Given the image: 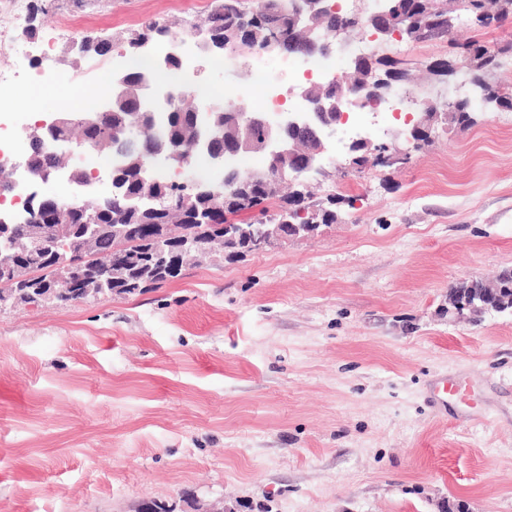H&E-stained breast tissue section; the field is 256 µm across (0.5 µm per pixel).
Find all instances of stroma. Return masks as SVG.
<instances>
[{
	"label": "stroma",
	"mask_w": 512,
	"mask_h": 512,
	"mask_svg": "<svg viewBox=\"0 0 512 512\" xmlns=\"http://www.w3.org/2000/svg\"><path fill=\"white\" fill-rule=\"evenodd\" d=\"M212 0H42L35 39L11 33L16 102L46 46L57 87L89 95L62 23L108 37ZM415 73L445 43L390 42ZM363 129L410 159L342 174L319 197L339 220L265 252L186 264L162 287L0 312V512H138L223 501L230 512H512V313H449L463 283L512 269V109L470 104L466 130L417 150L410 112Z\"/></svg>",
	"instance_id": "stroma-1"
}]
</instances>
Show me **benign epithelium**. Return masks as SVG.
<instances>
[{
	"label": "benign epithelium",
	"instance_id": "7a95c632",
	"mask_svg": "<svg viewBox=\"0 0 512 512\" xmlns=\"http://www.w3.org/2000/svg\"><path fill=\"white\" fill-rule=\"evenodd\" d=\"M430 23L437 30H448L452 21L448 17V9L459 10L463 4L459 0H428ZM322 0H278L277 6L281 13L289 15L294 28L304 37L312 51L301 55L305 61L317 57L329 58L353 40L363 42L368 38V31L360 30L353 35L348 28L336 29V36L325 37L320 32L316 18L318 5ZM357 16L364 24L377 31L395 29V36L416 41L427 34L425 28L416 27V20L398 15L394 0H368L364 8L356 9ZM158 41L151 38L142 40L137 51L144 57L155 59L156 68L166 70L170 60L181 58L178 49H173L164 57H155ZM198 53L203 57L224 55V46L210 36L201 38L197 43ZM497 52V46L486 47L482 56H468L461 67L480 77L473 84L474 91L482 101L493 107H500L499 92L488 79L491 67L488 59ZM397 83L389 77L371 72L367 83L356 89L358 93H366L379 105L387 101ZM152 93L149 79L131 87L124 81V73L116 74L112 89L108 95L100 99L97 107L89 112H57L50 121H41L25 131L27 140L26 152L16 159L0 161V188L13 190L19 184H25L27 196L24 201H13L14 207L0 208V249L7 251L6 260L0 263V282L9 285H21L35 291H43L47 296L57 295V286L68 283L74 277L73 264L55 262L53 267L57 273L55 280L42 281L31 272L27 260L40 253L44 260L55 258L50 249V240L58 235L66 225L60 223L61 213L65 209L82 208L88 204V197L96 194V185L106 183V193L98 202H110L116 198H128V193L119 180L121 161L126 156L137 153L141 159V179L147 183L158 182L154 172L155 162L159 159L188 173L191 171L197 154H205L211 164L224 170L228 160L243 152L262 153L270 159V165L260 170V175L269 193L277 194L286 185L292 188L301 203L316 204L309 196L311 179L323 180L330 176L322 159L327 151L329 140L336 135L340 126L347 122V104L349 99L336 93V88L323 89L322 96L314 100L309 95V88L304 86L297 92L298 97L306 103V107L296 112H282L277 120L270 119L266 112H243L239 115L241 125L233 150L226 153L220 143L224 142V126L215 119V113L202 114L194 111L190 114L191 137L179 143L167 139L162 130L168 127L175 111L185 104V95L169 91L160 105L150 108L145 99ZM130 101L132 110L127 113L122 129L118 132H104L105 117L112 112L117 103ZM447 112H420L419 117L409 130L413 135H420L424 127L446 121ZM92 148L96 151L106 150L115 159L101 173L70 165L69 159ZM349 150L352 156L346 163L350 170L364 169L376 162L394 164L402 159V155L389 145H375L367 137H359L351 141ZM47 155L52 159L48 165L35 167L34 159ZM64 180L71 188V198L55 208V214L47 217L44 214L46 203H55L59 198L48 191V187L56 181ZM183 190L176 201L166 207L174 218L167 228L169 237L181 240L189 259H204L219 262L220 247L206 244L196 239V235L181 229V211L188 206L191 198L204 194L215 203V210L198 214L197 224H212L216 213L221 211L224 196L239 193L241 186L231 176H222L218 182H200L186 179L182 183ZM250 228L236 222L224 223V241H236L247 235L251 251L261 252L276 240L290 237L306 238L314 235L317 224H255L248 222ZM86 237L76 241L69 239L65 249L74 255L88 254L95 247L94 230H85ZM492 285L480 291L478 295H465L461 292L449 297V304L454 313L462 317L472 316L488 311L504 312L512 307V299L495 293ZM495 297H490V293Z\"/></svg>",
	"mask_w": 512,
	"mask_h": 512
}]
</instances>
